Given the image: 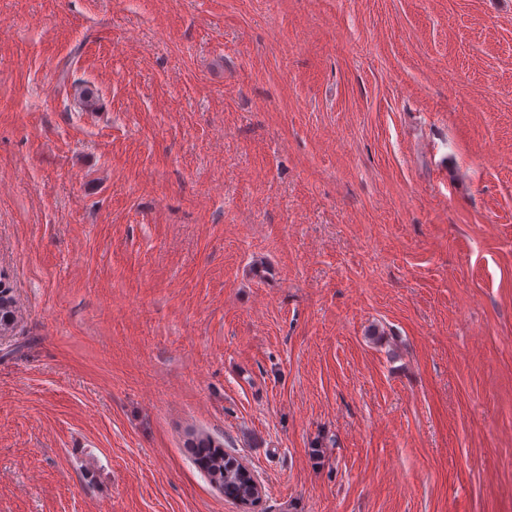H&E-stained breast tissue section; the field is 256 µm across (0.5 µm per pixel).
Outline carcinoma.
I'll list each match as a JSON object with an SVG mask.
<instances>
[{"label": "carcinoma", "instance_id": "obj_1", "mask_svg": "<svg viewBox=\"0 0 512 512\" xmlns=\"http://www.w3.org/2000/svg\"><path fill=\"white\" fill-rule=\"evenodd\" d=\"M16 317V299L9 287L0 283V331L9 330ZM186 452L193 464L224 495L244 501L256 491L253 471L233 453L224 450V439L209 432L190 434Z\"/></svg>", "mask_w": 512, "mask_h": 512}]
</instances>
